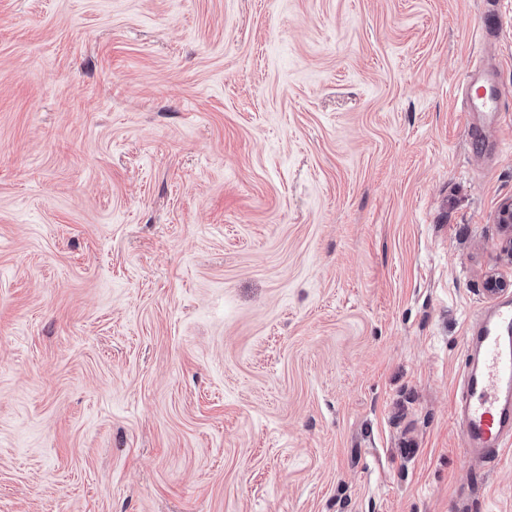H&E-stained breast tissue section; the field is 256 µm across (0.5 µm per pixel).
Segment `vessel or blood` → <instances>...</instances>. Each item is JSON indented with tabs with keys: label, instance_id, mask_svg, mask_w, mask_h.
<instances>
[{
	"label": "vessel or blood",
	"instance_id": "obj_1",
	"mask_svg": "<svg viewBox=\"0 0 512 512\" xmlns=\"http://www.w3.org/2000/svg\"><path fill=\"white\" fill-rule=\"evenodd\" d=\"M496 67L473 65L464 84L463 112L473 150L486 146L504 108ZM466 362L456 405L465 462L484 463L512 451V298L483 311L465 332Z\"/></svg>",
	"mask_w": 512,
	"mask_h": 512
}]
</instances>
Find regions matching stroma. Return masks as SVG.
<instances>
[{
    "instance_id": "35a3bbf8",
    "label": "stroma",
    "mask_w": 512,
    "mask_h": 512,
    "mask_svg": "<svg viewBox=\"0 0 512 512\" xmlns=\"http://www.w3.org/2000/svg\"><path fill=\"white\" fill-rule=\"evenodd\" d=\"M482 55L512 0H0V512H512ZM504 90L499 84L497 66L474 64L463 89V112L476 152L486 146L485 133L495 127L504 108ZM466 362L456 425L466 463H485L512 448V298L483 311L465 332Z\"/></svg>"
}]
</instances>
